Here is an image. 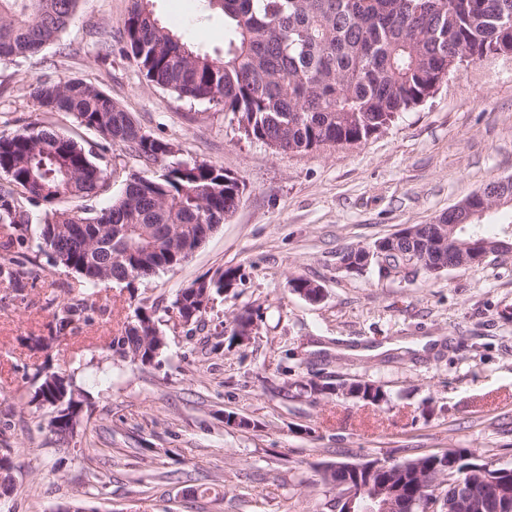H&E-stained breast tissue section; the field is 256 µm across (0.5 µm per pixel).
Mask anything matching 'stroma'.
<instances>
[{
    "label": "stroma",
    "instance_id": "1",
    "mask_svg": "<svg viewBox=\"0 0 512 512\" xmlns=\"http://www.w3.org/2000/svg\"><path fill=\"white\" fill-rule=\"evenodd\" d=\"M130 0H81L56 44L0 64V131L44 123L112 170L105 207L138 160L65 113L38 110L37 79L100 86L143 130L183 155L222 165L245 190L234 214L182 266L125 285L87 288L40 250L36 225L17 235L12 276H0V449L12 482L0 512H331L322 465L402 460L464 448L512 467V252L434 279L339 269L337 252L428 224L512 176V57L469 65L367 141L275 154L231 115L150 87L121 48ZM162 26L199 52L223 54L229 34L206 0H151ZM234 267L242 280L213 296L202 322L171 311L178 290ZM321 285L312 303L291 277ZM82 302L68 324L57 307ZM156 310L165 346L153 364L113 360L112 338L136 307ZM252 308L245 344L224 330ZM42 370L73 374L85 417L57 445L35 398ZM324 371L383 385L387 403L314 399L296 380ZM250 421L226 425L225 414Z\"/></svg>",
    "mask_w": 512,
    "mask_h": 512
}]
</instances>
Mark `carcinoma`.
I'll return each mask as SVG.
<instances>
[{
  "instance_id": "carcinoma-1",
  "label": "carcinoma",
  "mask_w": 512,
  "mask_h": 512,
  "mask_svg": "<svg viewBox=\"0 0 512 512\" xmlns=\"http://www.w3.org/2000/svg\"><path fill=\"white\" fill-rule=\"evenodd\" d=\"M224 13L230 33L224 55L203 54L162 26L144 0L123 25L122 52L146 83L189 101H206L237 120L243 135L271 149L300 153L360 143L432 96L462 64L512 56V0H207ZM80 0H0V61L26 60L59 41ZM29 96L42 112L72 115L103 141L117 144L143 167L121 195L100 210L88 201L109 188L112 174L96 154L71 137L29 124L0 132V224L39 226L42 248L53 264L92 286L112 280L131 284L188 260L201 226L230 218L240 201L237 180L224 167L184 158L177 146L153 137L104 90L81 79H37ZM487 208L512 200V177L488 184ZM73 206L68 207L66 203ZM416 240L378 239L399 251L419 252L439 232L461 242L452 253L425 263V278L440 275L437 262L458 269L473 265L470 244L495 247L474 219L457 228L411 226ZM242 280L228 267L180 289L171 304L185 324L206 309L207 296ZM245 309L233 316L231 341L256 323ZM163 346L155 310L139 307L112 338V356L139 366L153 363ZM311 397L349 396L378 405L383 386L355 379L335 383L315 376L298 383ZM76 391L73 377L41 374L37 397L58 413ZM372 482L415 499L433 498L447 512H496L499 494L512 490V468L466 449L408 457L372 476L345 466L319 472L317 484L339 494Z\"/></svg>"
}]
</instances>
